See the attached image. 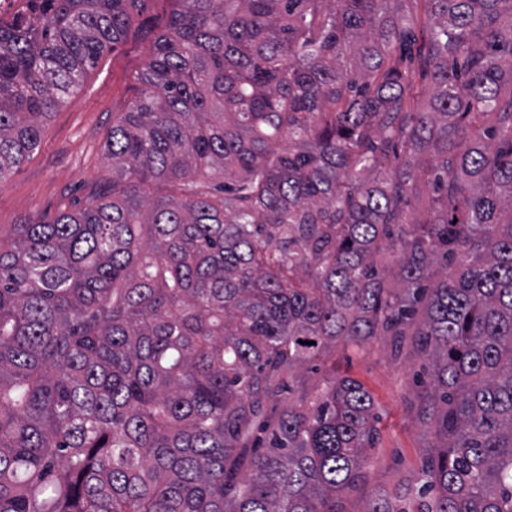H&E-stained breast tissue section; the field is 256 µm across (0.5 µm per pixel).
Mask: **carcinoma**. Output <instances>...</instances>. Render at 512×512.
<instances>
[{"mask_svg":"<svg viewBox=\"0 0 512 512\" xmlns=\"http://www.w3.org/2000/svg\"><path fill=\"white\" fill-rule=\"evenodd\" d=\"M0 23V181L140 0ZM112 191L0 230V512H338L411 338L415 512H512V0H172ZM165 187L155 196L151 189Z\"/></svg>","mask_w":512,"mask_h":512,"instance_id":"cac0c4a2","label":"carcinoma"}]
</instances>
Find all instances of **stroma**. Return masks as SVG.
Instances as JSON below:
<instances>
[{
    "label": "stroma",
    "mask_w": 512,
    "mask_h": 512,
    "mask_svg": "<svg viewBox=\"0 0 512 512\" xmlns=\"http://www.w3.org/2000/svg\"><path fill=\"white\" fill-rule=\"evenodd\" d=\"M170 10V0H141L122 41L102 53L80 88L53 111L38 150L0 182V227L52 219L111 188L112 164L104 142L113 121L139 95L137 74ZM426 363L412 343L395 355L375 337L359 347L337 346L320 360L319 372L307 373L310 391L332 370L359 380L380 416L379 439L366 451L363 480L336 494L339 512H364L374 495L398 506L406 492L422 485L433 444L419 421L427 403Z\"/></svg>",
    "instance_id": "stroma-1"
}]
</instances>
